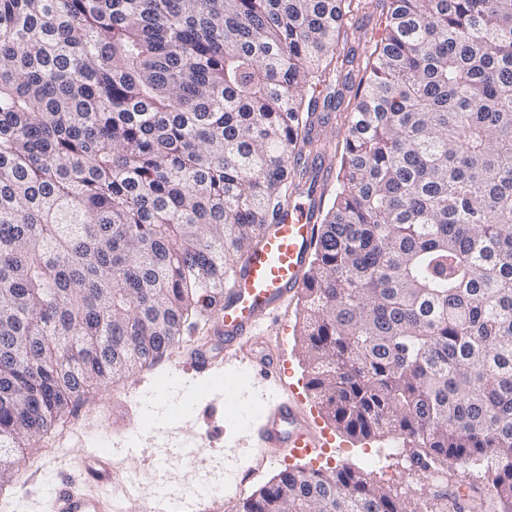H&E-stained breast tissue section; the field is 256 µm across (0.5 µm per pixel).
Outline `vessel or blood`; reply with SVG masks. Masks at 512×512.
<instances>
[{
  "label": "vessel or blood",
  "instance_id": "vessel-or-blood-1",
  "mask_svg": "<svg viewBox=\"0 0 512 512\" xmlns=\"http://www.w3.org/2000/svg\"><path fill=\"white\" fill-rule=\"evenodd\" d=\"M317 192L300 189L294 203L279 223L268 225L256 248L237 275L235 287L225 289L219 308L217 335L224 338V350L249 357L254 373L261 377L280 376L285 365L283 355L255 358L243 345L247 336L257 335L264 321L274 315L282 301L300 293L305 286V268L309 246L317 235ZM261 413L258 428L267 448H285L292 455L306 456L326 448L330 440L316 433L308 420L285 401L263 395L253 404ZM85 467L80 475L52 474L46 492L47 512H125L135 490L122 478L112 448L85 451ZM91 481L98 493L89 496L79 489ZM197 502L199 512H222L223 497H198L184 493L178 499L160 498L154 512H185L187 502Z\"/></svg>",
  "mask_w": 512,
  "mask_h": 512
}]
</instances>
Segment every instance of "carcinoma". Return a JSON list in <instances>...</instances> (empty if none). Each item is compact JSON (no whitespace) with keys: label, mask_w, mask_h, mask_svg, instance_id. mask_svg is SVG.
Returning a JSON list of instances; mask_svg holds the SVG:
<instances>
[{"label":"carcinoma","mask_w":512,"mask_h":512,"mask_svg":"<svg viewBox=\"0 0 512 512\" xmlns=\"http://www.w3.org/2000/svg\"><path fill=\"white\" fill-rule=\"evenodd\" d=\"M0 0V483L19 438L175 348L308 180L302 349L336 428L512 512V0ZM436 493L427 512H460ZM235 512H406L342 466ZM359 9L352 12L349 19V38L347 45L341 44L339 50L342 53L351 50L355 57V73L365 68L368 58L375 47V40L379 35L382 18V2L379 0H360ZM344 51V52H343ZM359 66V67H358Z\"/></svg>","instance_id":"cac0c4a2"}]
</instances>
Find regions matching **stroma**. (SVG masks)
Instances as JSON below:
<instances>
[{"instance_id":"1","label":"stroma","mask_w":512,"mask_h":512,"mask_svg":"<svg viewBox=\"0 0 512 512\" xmlns=\"http://www.w3.org/2000/svg\"><path fill=\"white\" fill-rule=\"evenodd\" d=\"M382 12L380 0H361L348 21L347 48L356 66L368 62ZM216 320L213 313L198 319L175 349L72 403L47 434L16 453L19 475L6 484L0 512H45L47 476L80 470L83 448H122L129 443L133 452L120 456L119 461L123 469L139 475V492L130 512H143L162 489L178 494L190 486L221 483L225 497L238 490L251 495L281 470L309 463L308 457L291 456L284 448H261L256 433L242 430L240 417L253 412L248 396L263 390L288 398L300 413L315 421L317 429L332 437L330 466L351 467L396 490L408 512L424 507L434 487L399 456L396 436L385 433L367 443L353 440L336 429L308 388L311 371L301 349L300 298L286 300L279 316L266 320L260 334L247 339L257 354L271 350L283 353L284 373L276 379L252 376L247 365L225 355L223 343L212 333ZM202 343L224 359L222 370L211 376L191 371L193 355ZM124 404L130 406L136 420L132 437L109 438L107 427ZM160 432L169 442L192 444L196 462L172 452L164 457V465H157L156 435Z\"/></svg>"}]
</instances>
